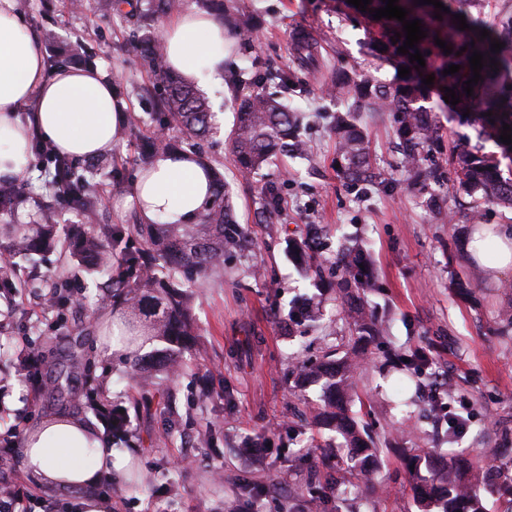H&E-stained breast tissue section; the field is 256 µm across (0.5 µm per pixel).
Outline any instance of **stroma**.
<instances>
[{"label":"stroma","mask_w":512,"mask_h":512,"mask_svg":"<svg viewBox=\"0 0 512 512\" xmlns=\"http://www.w3.org/2000/svg\"><path fill=\"white\" fill-rule=\"evenodd\" d=\"M18 7L47 71L96 68L128 114L140 117L138 133L123 131L97 176L103 199L98 223H138L136 209L125 198L142 168V140L161 126L149 93V68L132 45L141 36L160 35L162 22L147 27L138 18L115 16L110 0H82L77 8L71 0H18ZM224 11L257 23L258 29L253 46H233L225 80L207 89L214 111L229 129L235 120L234 94L260 87L285 96L301 118L311 159L278 155L260 174L246 177L235 168L226 137L200 140L204 162L223 175L237 222L255 247L226 253L223 270L194 289L195 343L188 364L178 371L158 370L154 356L162 345L156 341L144 348L137 371L120 357H96L99 313L110 307L102 299L106 273L71 269L69 307L47 312L37 329L21 303L1 299L0 320L7 328L0 331V378L7 387L0 392V433L11 427L23 432L57 414L93 421L87 401L74 398L84 392L89 376L114 407L124 410L142 391H168L171 409L131 416L136 445L112 443L115 457L126 459L127 468L113 473L111 484L93 489L111 498L112 512H304L311 457L336 434L292 416L296 379L288 371L297 361L314 363L327 351H344L349 337L348 316L336 292L319 290L306 260L288 247L290 239L316 224L321 232L314 255L331 264L345 248H358L374 283L367 300L385 331L372 339L369 351L426 342L437 357L418 387L374 365L354 376L352 411L359 423L377 443L423 447V440L399 439L398 426L406 419L414 427H431L419 406L438 378L456 389L450 412L467 419L454 443L460 458L492 461L512 471V329L498 331L501 311H512V268L493 276L464 254L463 242L472 230L466 216L474 203L459 191L447 156L458 143L481 154L495 153L496 144L480 135L477 123L438 112L444 151L435 157L437 175L410 192L396 167L390 114L361 112L357 120L370 137L382 182L368 191L347 189L335 168L331 121L341 106L323 92L328 75L345 68L381 82L398 76L394 64L369 55L367 22L349 15L345 0H224ZM48 31L53 41L45 40ZM303 37L315 44L322 69L301 65L297 45ZM281 72L294 75V92H284L274 81ZM21 178L27 206L15 215H0V227L34 223L45 205L54 223H79L37 165ZM268 183L282 198L271 224L260 219ZM473 275L479 278L474 298L458 296L456 281ZM314 294L321 299L319 331L291 317ZM26 338L40 347L42 373L59 375L58 390L40 392L16 377ZM258 432L270 448L256 468L240 459L237 448ZM379 479L382 486L374 491L331 493L325 512H417L394 451L383 452ZM247 483L262 488L261 497H243L241 487Z\"/></svg>","instance_id":"1"}]
</instances>
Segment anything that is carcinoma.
Wrapping results in <instances>:
<instances>
[{
	"label": "carcinoma",
	"instance_id": "obj_1",
	"mask_svg": "<svg viewBox=\"0 0 512 512\" xmlns=\"http://www.w3.org/2000/svg\"><path fill=\"white\" fill-rule=\"evenodd\" d=\"M448 11L432 4L420 5L414 0H398L397 5L409 11L408 20L421 21L427 37L419 40L417 49L423 55L425 66L417 69L408 54L398 53L405 44L402 23L395 18L376 20L372 14L355 9L363 19L377 27L376 35L369 39L368 50L378 59L391 60L397 66L411 69L404 78L383 83L362 78L354 73L338 72L332 77L329 88L332 96L343 100L346 113L333 116L332 128L336 133V154L339 176L350 187H374L381 182L380 172L371 162V151L366 135L350 119L349 113L370 111L389 112L393 116L395 134L399 141L398 168L404 173L405 187L415 189L425 175V162L433 145L441 138L428 106L433 96L443 98L445 88L455 89L460 102L452 106L456 113L469 111L481 124L482 131L504 153L512 156V144L501 142L503 126H512V15L488 22L468 10L470 0H440ZM178 0H152L153 12L143 17L145 21L172 12ZM441 14L442 19L434 18ZM465 16L468 28L457 29L453 15ZM489 36L481 38V30ZM445 41L452 53L443 52L435 39ZM503 43V48L491 51V42ZM462 54H457V51ZM138 51L148 63L157 85L164 94L158 100L167 125L179 128L185 145L184 151L196 153L197 141L213 133L214 123L210 101L195 88L184 82L165 63L164 44L159 39L143 41ZM483 54L482 80L472 84L473 95L463 87L473 78L469 59L473 52ZM498 65H493L490 60ZM451 65L460 66L454 74H443ZM434 75L433 84L425 85L422 79ZM492 116H486V113ZM229 152L233 163L244 174L255 175L268 160L281 152L297 157L310 154V146L302 137L300 120L288 110L284 101L258 90L236 101V120L228 135ZM172 148L168 138L153 136L142 154L148 163L159 153ZM42 168L52 177V184L67 188V202L81 213L85 222L71 224L63 232L48 224H23L15 233L0 240V257L16 266V258H30L45 247H58L64 259H74L102 268L104 256L122 243V234L110 224L95 223L96 212L102 204L98 191L96 172L88 171L77 176L66 157L38 147ZM458 189L474 197L512 208V178H502L500 160L494 155L459 152L453 160ZM211 200L198 212L193 224H131L130 240L138 247L127 250L125 264L131 269L128 276L119 270L109 276V294L124 301L131 310L148 304L153 320L140 326L147 339L166 344V353L172 364H179L180 357L192 343V316L189 291L179 279L185 268L194 267L207 275L224 264V253L237 250L249 242L247 232L237 224L230 195L224 178L217 172L209 184ZM264 217L271 220L280 210L281 196L276 186L263 189ZM27 204V197L13 186H0V214L13 215ZM344 274L336 283L341 298L350 303L349 331L354 341L368 343L382 332V325L365 302L366 290L371 281L362 275L347 257L343 260ZM320 306L317 298L306 299L295 318L317 323ZM364 355L350 351L338 360L325 359L308 368L300 366L301 375L323 382L327 402L312 411L313 422L319 427L336 430L342 442L324 448L312 462L319 484L310 493L309 502L315 512H320L321 500L326 490L342 484L343 477L356 471L368 482L374 480L381 449L377 448L364 427L350 414L351 379L363 365ZM393 365L422 375L434 364L431 351L418 347L409 351H395L388 356ZM446 395L432 397L431 407L436 418L445 427L448 444L466 427V419L444 413ZM128 418L124 413L112 415L106 424L108 434L118 439L128 436ZM410 474L415 480V497L419 512H485L480 490L490 489L487 478L496 474L491 467L473 466L467 462H442L432 466L424 452L418 448L408 454ZM426 469L429 476L421 475Z\"/></svg>",
	"mask_w": 512,
	"mask_h": 512
}]
</instances>
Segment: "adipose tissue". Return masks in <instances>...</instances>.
I'll return each mask as SVG.
<instances>
[{
  "label": "adipose tissue",
  "instance_id": "obj_1",
  "mask_svg": "<svg viewBox=\"0 0 512 512\" xmlns=\"http://www.w3.org/2000/svg\"><path fill=\"white\" fill-rule=\"evenodd\" d=\"M168 66L201 88L224 72V28L213 16L185 9L163 27ZM32 104L33 115L19 111ZM118 98L93 68L46 72L17 0H0V179L23 173L31 138L40 136L63 155L90 158L117 144L124 124ZM129 202L144 223H191L210 200L209 178L195 157L157 155L133 183ZM23 463L43 489L72 493L77 512H112V501L92 489L112 473V450L94 426L69 417L42 421L22 441Z\"/></svg>",
  "mask_w": 512,
  "mask_h": 512
}]
</instances>
